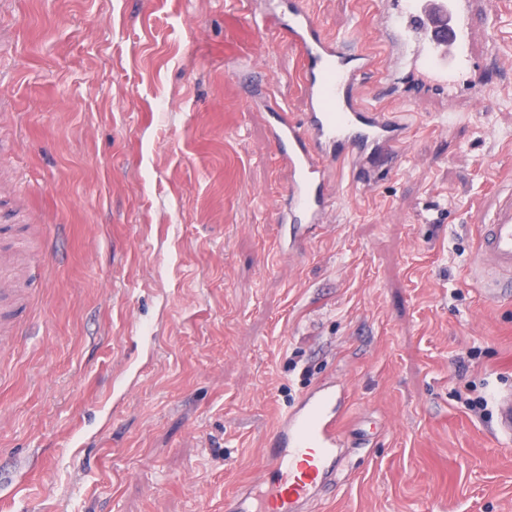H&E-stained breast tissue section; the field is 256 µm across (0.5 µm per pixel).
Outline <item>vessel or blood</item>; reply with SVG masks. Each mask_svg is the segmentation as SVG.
<instances>
[{
  "instance_id": "vessel-or-blood-1",
  "label": "vessel or blood",
  "mask_w": 512,
  "mask_h": 512,
  "mask_svg": "<svg viewBox=\"0 0 512 512\" xmlns=\"http://www.w3.org/2000/svg\"><path fill=\"white\" fill-rule=\"evenodd\" d=\"M491 0H380L376 56L363 31L328 35L308 0H283L279 10L256 11L255 26L284 30L300 60L305 99L301 118L272 109L271 142L290 171L286 207L278 222L288 228V251L301 253L308 227L329 223L338 190L328 172L351 162L354 177H382L399 169L405 137L402 113L387 108L402 95L411 106L460 91L470 109L481 102L484 62L500 50L491 34ZM474 274L486 302L512 299V190L498 194L489 223L479 227ZM344 379L303 393L280 417L268 442L261 476L241 486L226 512H306L334 494L346 448L372 444L365 430L346 429ZM496 439L512 440V389L494 395Z\"/></svg>"
}]
</instances>
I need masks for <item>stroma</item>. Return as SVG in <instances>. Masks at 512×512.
<instances>
[{
	"instance_id": "35a3bbf8",
	"label": "stroma",
	"mask_w": 512,
	"mask_h": 512,
	"mask_svg": "<svg viewBox=\"0 0 512 512\" xmlns=\"http://www.w3.org/2000/svg\"><path fill=\"white\" fill-rule=\"evenodd\" d=\"M325 31L378 0H311ZM249 0H0V252L31 294L0 347V512H224L280 414L333 377L376 421L314 512H512V442L467 385L512 388V301L479 224L512 188V59L485 109L407 113L400 171L340 182L289 257V181L250 72L304 109Z\"/></svg>"
}]
</instances>
